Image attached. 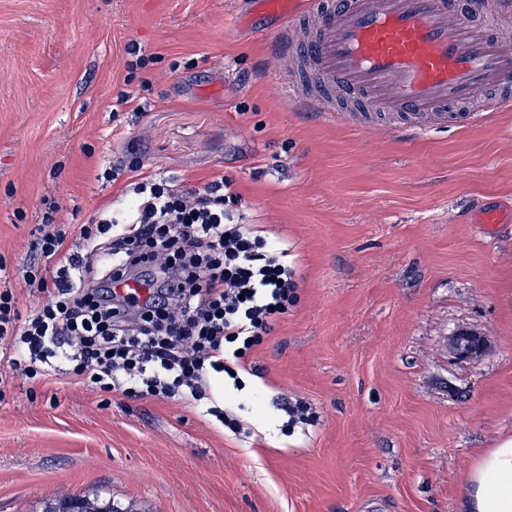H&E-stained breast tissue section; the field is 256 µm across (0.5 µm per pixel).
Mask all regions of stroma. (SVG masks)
Here are the masks:
<instances>
[{"instance_id": "1", "label": "stroma", "mask_w": 512, "mask_h": 512, "mask_svg": "<svg viewBox=\"0 0 512 512\" xmlns=\"http://www.w3.org/2000/svg\"><path fill=\"white\" fill-rule=\"evenodd\" d=\"M273 39L254 0H0V289L21 315L35 227L53 216L79 247L139 174H224L287 235L298 285L211 392L237 431L174 399L10 382L0 512L94 494L124 512H458L478 453L512 434V112L364 131L284 102ZM459 328L482 357L454 358ZM289 405L317 422L286 428Z\"/></svg>"}]
</instances>
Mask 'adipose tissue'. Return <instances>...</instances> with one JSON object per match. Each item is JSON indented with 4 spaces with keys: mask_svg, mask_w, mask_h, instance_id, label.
<instances>
[{
    "mask_svg": "<svg viewBox=\"0 0 512 512\" xmlns=\"http://www.w3.org/2000/svg\"><path fill=\"white\" fill-rule=\"evenodd\" d=\"M463 512H512V436L482 451L465 477Z\"/></svg>",
    "mask_w": 512,
    "mask_h": 512,
    "instance_id": "adipose-tissue-1",
    "label": "adipose tissue"
}]
</instances>
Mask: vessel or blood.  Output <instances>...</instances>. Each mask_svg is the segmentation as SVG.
I'll list each match as a JSON object with an SVG mask.
<instances>
[{
	"instance_id": "1",
	"label": "vessel or blood",
	"mask_w": 512,
	"mask_h": 512,
	"mask_svg": "<svg viewBox=\"0 0 512 512\" xmlns=\"http://www.w3.org/2000/svg\"><path fill=\"white\" fill-rule=\"evenodd\" d=\"M278 56L307 68L270 78L319 115L422 132L512 109V0H262Z\"/></svg>"
}]
</instances>
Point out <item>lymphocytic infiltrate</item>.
Listing matches in <instances>:
<instances>
[{
    "label": "lymphocytic infiltrate",
    "mask_w": 512,
    "mask_h": 512,
    "mask_svg": "<svg viewBox=\"0 0 512 512\" xmlns=\"http://www.w3.org/2000/svg\"><path fill=\"white\" fill-rule=\"evenodd\" d=\"M239 201L221 175L189 191L146 176L121 214L81 226L79 251L46 219L24 274L33 314L0 290V386L76 377L130 399L199 402L212 377L237 378L296 287L287 242L246 224Z\"/></svg>",
    "instance_id": "obj_1"
}]
</instances>
